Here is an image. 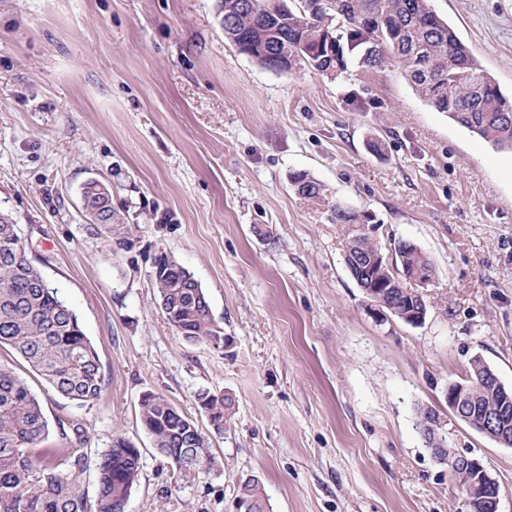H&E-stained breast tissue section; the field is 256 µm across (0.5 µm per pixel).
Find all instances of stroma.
Returning a JSON list of instances; mask_svg holds the SVG:
<instances>
[{
    "mask_svg": "<svg viewBox=\"0 0 512 512\" xmlns=\"http://www.w3.org/2000/svg\"><path fill=\"white\" fill-rule=\"evenodd\" d=\"M512 96V0H432ZM385 144L383 153L370 148ZM321 184L300 196L293 177ZM110 185L119 232L90 223L81 187ZM344 204L390 252L436 269L428 313L376 318L331 220ZM0 211L75 311L104 377L79 406L11 347L49 422L43 445L96 458L124 437L142 454L125 512H236L259 477L271 512H456L417 411L445 417L512 512V447L450 417L444 390L482 355L512 386V151L493 149L410 87L398 65L273 71L224 36L217 0H0ZM201 285L220 342L167 321L155 264ZM232 396L223 433L202 391ZM163 395L206 435L213 464L175 483L140 420Z\"/></svg>",
    "mask_w": 512,
    "mask_h": 512,
    "instance_id": "stroma-1",
    "label": "stroma"
}]
</instances>
